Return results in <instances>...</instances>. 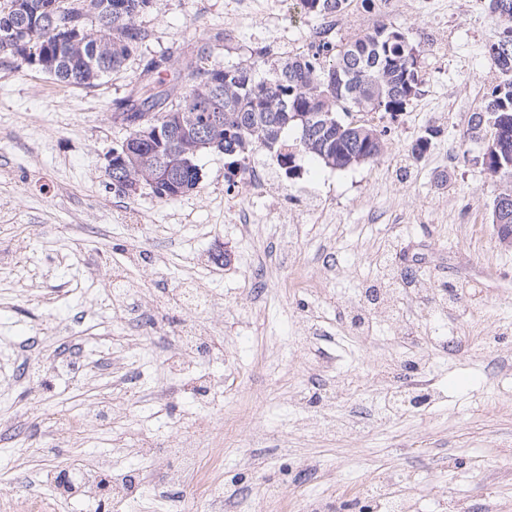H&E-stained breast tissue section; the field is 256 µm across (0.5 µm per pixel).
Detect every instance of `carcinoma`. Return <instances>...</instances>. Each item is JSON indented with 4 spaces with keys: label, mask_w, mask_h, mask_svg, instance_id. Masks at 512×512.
Wrapping results in <instances>:
<instances>
[{
    "label": "carcinoma",
    "mask_w": 512,
    "mask_h": 512,
    "mask_svg": "<svg viewBox=\"0 0 512 512\" xmlns=\"http://www.w3.org/2000/svg\"><path fill=\"white\" fill-rule=\"evenodd\" d=\"M15 0H0V26L40 28L37 40L20 46L4 39L0 54L36 65L55 81L91 88L121 71L149 37L140 18L154 0H112V17L86 21L82 11L95 0H26L27 15L12 9ZM304 12L323 19L342 16L350 0H301ZM492 20L500 23L498 39L487 53L496 84L472 112L477 123L471 137L487 140L483 170L512 188V0H487ZM77 26L87 44L97 46L98 60L79 49L56 53L54 31ZM421 45L405 31L379 23L372 29L327 36L305 54L261 57L265 77L255 78L256 61L227 63L216 70L199 52L185 55L179 68L163 53L142 60L139 84L112 103V118L127 135L112 148V185L136 184L159 199L193 190L200 181L196 160L218 152L244 166L254 153L266 151L280 160L286 178L298 174L296 157L306 154L326 167L344 170L380 160L391 127L374 115L391 117L406 110L418 93ZM362 115L352 120V113ZM298 131L295 143L288 129ZM440 129L430 126L408 150L417 160ZM492 223L512 224V202L493 201Z\"/></svg>",
    "instance_id": "1"
}]
</instances>
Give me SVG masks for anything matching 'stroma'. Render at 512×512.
Returning a JSON list of instances; mask_svg holds the SVG:
<instances>
[{"label": "stroma", "mask_w": 512, "mask_h": 512, "mask_svg": "<svg viewBox=\"0 0 512 512\" xmlns=\"http://www.w3.org/2000/svg\"><path fill=\"white\" fill-rule=\"evenodd\" d=\"M277 2L155 0L142 19L149 37L138 55L93 88L69 87L0 57V427L25 420L33 447L23 455L0 447V497H53L46 472L77 471L90 457L111 460L117 474L144 467L138 435L172 447L183 420L209 408L186 389L177 399L151 402L159 343L129 336L99 303L120 269L148 304L193 277L215 298L209 322L226 356L188 372L224 384L213 407L221 422L195 441L197 459L216 460L211 480L230 492L237 472L277 483L283 462L320 463L317 480L289 483L285 496L247 492L242 512H308L315 499L340 506L357 484L389 470L399 473L414 512H443L449 492L475 512H512V245L500 241L491 222L499 184L480 164L483 147L460 140L469 115L448 100L454 89L477 106L494 80L486 47L499 28L484 0H417L415 15H384L423 48L421 90L393 123L380 161L332 170L299 156V178L282 181L273 205L303 216L301 239L288 254L276 248L272 224L230 223L221 154L200 156L199 184L175 199L128 197L109 186L107 157L126 135L112 121V102L135 83L140 57L166 53L177 61L183 51L203 48L212 63L225 64L222 33L231 18L242 56L289 50L317 21L303 14L269 29L265 19ZM431 125L440 136L400 174L411 143ZM88 224L96 233L85 232ZM149 238L158 242L166 278L131 259ZM393 238L404 261L419 258L431 287L463 282L475 299L456 353L435 356L442 397L396 417L372 416L358 432L305 429L295 398L314 381L340 380V413L356 397L372 407L391 385L357 361L399 355L400 342L384 325L368 347L348 340L339 300L380 274ZM259 274L267 292L253 304L247 295ZM315 308L321 331L305 350L296 338ZM61 319L69 341L98 356L113 353V371L144 370L145 383L119 390L107 376L54 374L30 390L18 379L22 356L33 349L52 358ZM487 336L497 337V355L485 353ZM98 402L112 406L109 428L46 437L55 421ZM250 440L265 446L253 459L243 453ZM47 443L63 446V454H41ZM448 454L455 468L434 474L431 461Z\"/></svg>", "instance_id": "stroma-1"}]
</instances>
